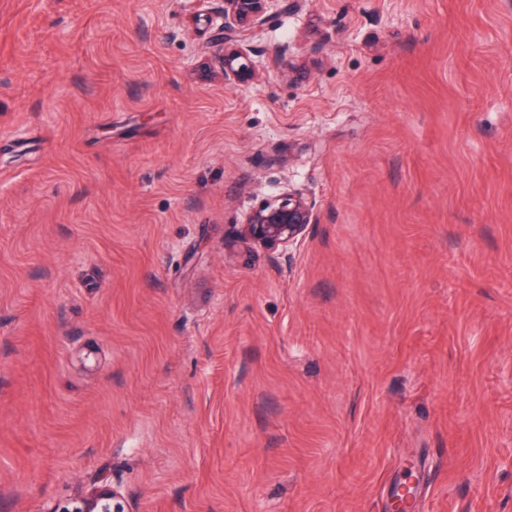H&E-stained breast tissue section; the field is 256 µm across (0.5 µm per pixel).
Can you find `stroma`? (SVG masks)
Here are the masks:
<instances>
[{
  "instance_id": "obj_1",
  "label": "stroma",
  "mask_w": 512,
  "mask_h": 512,
  "mask_svg": "<svg viewBox=\"0 0 512 512\" xmlns=\"http://www.w3.org/2000/svg\"><path fill=\"white\" fill-rule=\"evenodd\" d=\"M223 23L0 0V512H387L410 461L512 512V0H274L238 85ZM315 223L314 208L307 198L298 192L288 193L255 206L239 225L236 239L246 253L284 252L297 247ZM44 512H125V509L117 489L104 479H94L84 492L67 504H55Z\"/></svg>"
}]
</instances>
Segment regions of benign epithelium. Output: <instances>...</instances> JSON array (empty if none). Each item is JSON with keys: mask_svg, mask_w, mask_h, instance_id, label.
Segmentation results:
<instances>
[{"mask_svg": "<svg viewBox=\"0 0 512 512\" xmlns=\"http://www.w3.org/2000/svg\"><path fill=\"white\" fill-rule=\"evenodd\" d=\"M271 0H224L222 35L212 39L213 60L226 81L248 82L256 78L250 59V41L268 20ZM316 223L313 205L295 192L255 206L239 225L236 239L247 253L257 250L284 252L298 246L310 225ZM413 467H405L389 502V512H406L400 492L415 486ZM45 512H125L121 493L103 479L92 480L86 490L61 506Z\"/></svg>", "mask_w": 512, "mask_h": 512, "instance_id": "7a95c632", "label": "benign epithelium"}]
</instances>
